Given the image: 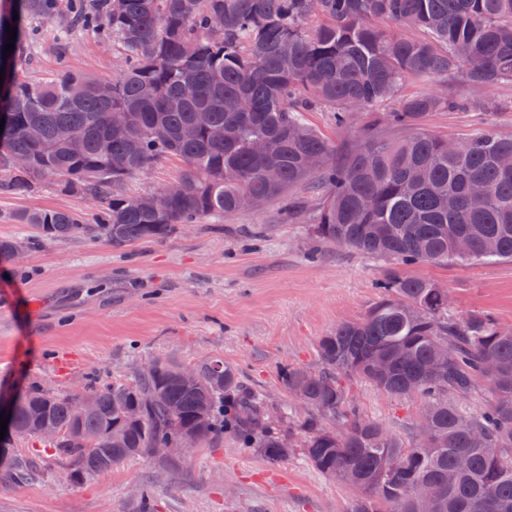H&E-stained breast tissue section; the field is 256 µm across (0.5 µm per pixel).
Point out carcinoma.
<instances>
[{"instance_id":"carcinoma-1","label":"carcinoma","mask_w":512,"mask_h":512,"mask_svg":"<svg viewBox=\"0 0 512 512\" xmlns=\"http://www.w3.org/2000/svg\"><path fill=\"white\" fill-rule=\"evenodd\" d=\"M15 2L18 20L0 13V193H28L49 178L100 202L93 224L48 209L21 212L17 223L123 248L181 224L220 223L316 181L325 194L314 237L395 267L363 318L319 340L320 370L284 368L288 397L306 400L302 415L285 405L271 417L221 359L194 363L200 384L191 388L177 379L179 363L159 358L151 375L92 377L78 395L30 386L0 408L11 432L40 439L76 478L144 459L145 449L189 432L201 445L229 436L275 463L300 450L357 491L347 512H512V329L489 314L455 316L448 289L404 272L420 262H512V138L490 127L460 142L416 130L424 114L455 105L434 87L456 74L475 107L485 103L479 92L512 81V0H72L61 34L109 31L121 68L109 79L62 73L34 83L16 75V59L31 48L32 24L59 16V0ZM9 25L17 36L8 53ZM408 80L422 89L403 97ZM393 100L386 119L413 133L382 140L369 126L342 166L336 145L305 120L325 108L342 132L354 114ZM188 126L192 139L182 137ZM216 126L224 139L211 137ZM61 127L81 150L58 138ZM17 158L28 166L14 168ZM171 158L183 166L182 193L160 188L132 206L128 183ZM380 362L389 369L378 371ZM351 378L424 398L417 419L429 422L428 434L406 444L360 413ZM479 380L491 400L475 415L450 397ZM83 403L90 408L80 413ZM43 419L58 426V440L39 438ZM0 471L36 476L20 456L1 460ZM137 512H159L145 485Z\"/></svg>"}]
</instances>
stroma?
<instances>
[{
  "label": "stroma",
  "mask_w": 512,
  "mask_h": 512,
  "mask_svg": "<svg viewBox=\"0 0 512 512\" xmlns=\"http://www.w3.org/2000/svg\"><path fill=\"white\" fill-rule=\"evenodd\" d=\"M19 69L28 81L61 70L105 79L117 73L119 56L107 38L75 30L63 41L58 23H42L36 49L20 56ZM487 100L486 110L459 105L427 113L420 126L461 141L489 122L512 137V82L493 86ZM305 118L335 141L340 164L357 149L364 125L375 124L387 139L402 134L369 112L341 134L334 113L319 109ZM282 205L277 198L220 224L118 250L86 234L43 237L15 220L41 208L87 221L98 208L88 196L49 181L28 195L0 194V239L20 244L18 257L0 260V394L35 382L71 394L93 373L104 383L126 381L151 358L189 365L217 357L239 369L269 405L286 402L283 366L320 369V338L366 315L394 263L320 243L310 213L286 224ZM406 273L448 288L455 315L488 313L512 328V263H417ZM349 396L361 413L411 442L421 397L395 398L359 380L350 381ZM13 451L33 459L39 477L0 481V512H136L130 491L142 484L161 512H344L355 496L301 454L272 463L229 439L192 449L176 469L140 459L79 481L67 478L38 440Z\"/></svg>",
  "instance_id": "1"
}]
</instances>
